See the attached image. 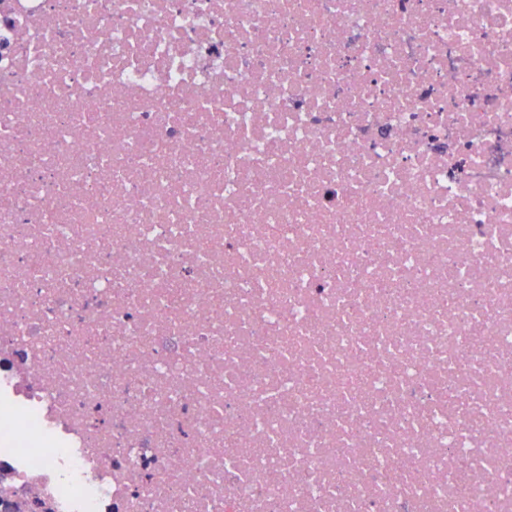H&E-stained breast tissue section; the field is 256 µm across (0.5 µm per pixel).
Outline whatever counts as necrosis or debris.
<instances>
[{
    "mask_svg": "<svg viewBox=\"0 0 512 512\" xmlns=\"http://www.w3.org/2000/svg\"><path fill=\"white\" fill-rule=\"evenodd\" d=\"M0 501L512 512V0H0Z\"/></svg>",
    "mask_w": 512,
    "mask_h": 512,
    "instance_id": "obj_1",
    "label": "necrosis or debris"
}]
</instances>
